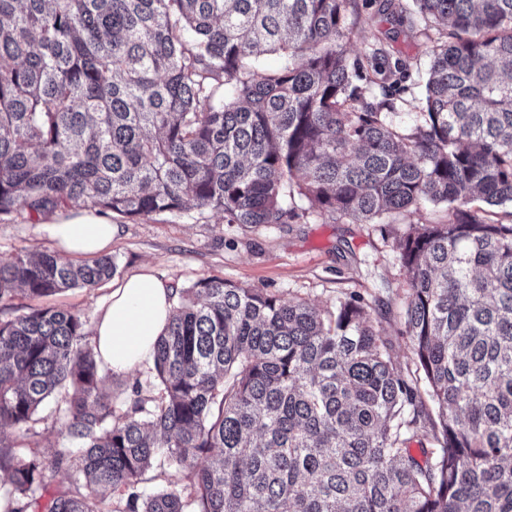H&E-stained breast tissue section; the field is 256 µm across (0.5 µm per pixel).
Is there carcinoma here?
I'll use <instances>...</instances> for the list:
<instances>
[{
	"mask_svg": "<svg viewBox=\"0 0 512 512\" xmlns=\"http://www.w3.org/2000/svg\"><path fill=\"white\" fill-rule=\"evenodd\" d=\"M354 2L0 0V216L288 224L298 194L394 236L411 339L403 362L357 292L325 310L203 278L118 411L80 315L0 320V512H512V211L473 208L512 204V0H414L446 32L407 129L378 43L352 83ZM269 50L281 67L258 65ZM424 203L448 222L384 221ZM117 269L20 252L0 259V307ZM50 401L70 446L44 506L49 466L20 448Z\"/></svg>",
	"mask_w": 512,
	"mask_h": 512,
	"instance_id": "1",
	"label": "carcinoma"
}]
</instances>
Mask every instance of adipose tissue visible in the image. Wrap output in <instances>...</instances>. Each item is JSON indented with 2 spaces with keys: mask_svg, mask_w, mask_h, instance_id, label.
Wrapping results in <instances>:
<instances>
[{
  "mask_svg": "<svg viewBox=\"0 0 512 512\" xmlns=\"http://www.w3.org/2000/svg\"><path fill=\"white\" fill-rule=\"evenodd\" d=\"M51 236L67 256H93L112 243L115 224L90 209L57 212ZM171 290L150 272L133 274L114 288L94 328L96 349L113 373L126 375L153 356L171 307Z\"/></svg>",
  "mask_w": 512,
  "mask_h": 512,
  "instance_id": "ef3b65f1",
  "label": "adipose tissue"
}]
</instances>
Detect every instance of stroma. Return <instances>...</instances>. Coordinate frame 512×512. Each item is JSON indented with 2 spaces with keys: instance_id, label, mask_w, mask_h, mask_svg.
<instances>
[{
  "instance_id": "obj_1",
  "label": "stroma",
  "mask_w": 512,
  "mask_h": 512,
  "mask_svg": "<svg viewBox=\"0 0 512 512\" xmlns=\"http://www.w3.org/2000/svg\"><path fill=\"white\" fill-rule=\"evenodd\" d=\"M348 23L353 29L346 44L349 61L362 58L368 42L378 38L391 58L406 62V72L397 76L392 89L390 118L402 126L412 124L424 97L432 46L442 36L440 26L399 24L383 11L382 0H356ZM295 202L305 215L289 224H228L220 213L208 210L134 221L114 217L118 232L107 250L118 262L112 280L39 300L20 293L0 317L54 306L77 312L91 331L115 283L146 269L176 290L215 276L265 289L285 302L302 299L324 309L358 292L375 301L372 316L385 329L395 354L409 356L410 340L403 334L406 275L392 240L383 238L377 225L326 220L307 213L305 198ZM28 250L57 252L45 220L24 212L0 218V259ZM35 418L36 434L29 445L53 463L69 445L57 427L54 404L40 408Z\"/></svg>"
}]
</instances>
